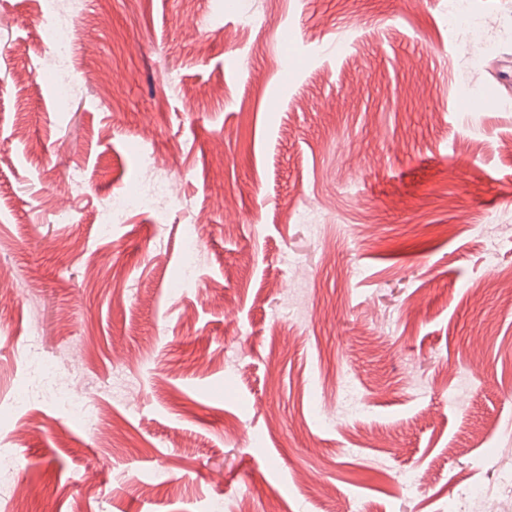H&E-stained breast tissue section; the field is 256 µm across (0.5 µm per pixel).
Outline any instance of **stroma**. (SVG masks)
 <instances>
[{
  "label": "stroma",
  "instance_id": "obj_1",
  "mask_svg": "<svg viewBox=\"0 0 512 512\" xmlns=\"http://www.w3.org/2000/svg\"><path fill=\"white\" fill-rule=\"evenodd\" d=\"M266 3L58 0L61 112L41 0H0V507L512 512V0ZM148 152L173 197L99 238ZM56 5L55 0H43L39 36L52 50L56 99L59 104L69 107L73 97V83L68 67L75 46V29L62 17ZM199 253V242L193 231H186L184 248H183V269L184 273L177 283V288L174 291L185 290L190 288L193 283V275L197 266ZM30 369L38 378L55 386L62 413L69 417H78L89 428L94 429L98 426L100 421L98 409L91 404L77 402L71 398L72 386L59 380L54 360L40 354H33L30 359Z\"/></svg>",
  "mask_w": 512,
  "mask_h": 512
}]
</instances>
